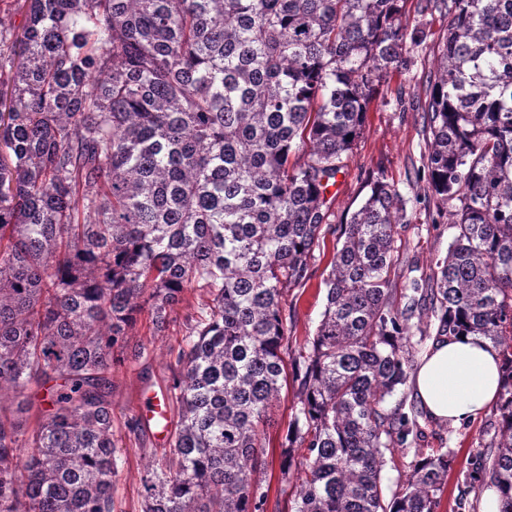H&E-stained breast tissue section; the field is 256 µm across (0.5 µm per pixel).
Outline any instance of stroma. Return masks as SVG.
I'll return each mask as SVG.
<instances>
[{
  "label": "stroma",
  "instance_id": "35a3bbf8",
  "mask_svg": "<svg viewBox=\"0 0 512 512\" xmlns=\"http://www.w3.org/2000/svg\"><path fill=\"white\" fill-rule=\"evenodd\" d=\"M425 3L426 0H407L405 16L410 24L426 25L427 41L410 47L411 65L393 73L377 88L367 107L361 134L329 194L330 221L336 228L361 206L370 192L369 183L377 174H385L402 195L406 211L399 226L393 301L401 309L412 304L419 308L410 319L412 353L417 358L434 339L437 321L428 311L427 301L414 292L413 285L427 280L436 261L447 256L453 236L449 226L451 217L447 211L439 209L423 169L428 133L422 106L431 91L434 46L448 25L449 15L444 10L426 8ZM335 241V235H327L324 246L315 249L310 268L312 277L306 285L291 287L285 292L288 327L297 346H306L322 318L326 295L324 280L329 273ZM199 300L197 292H188L185 304L175 308L164 335H152L148 321H140L135 338L147 347L144 358L127 361L112 373V428L122 438L115 490L124 512H139L145 465L152 456L163 454L167 448L166 442L156 440L153 426H141L132 435L126 424L137 417V407L144 397L167 385L171 375L169 348L184 334L183 321L188 306L197 305ZM297 389L296 383H289L274 414L276 423L266 434L265 512H282L288 499L281 481L280 443L297 403ZM384 408L389 412L400 411L416 420V428L409 435L405 450L396 451L382 472L385 485L393 490L399 488L412 469L417 449L429 453L443 448L449 451L451 464L439 512H462L458 509L462 501L468 504L463 512H479L483 492L472 487L469 476L481 446L487 445L496 433L499 418L496 408H489L477 420L459 426L438 424L421 413L419 403L406 384L397 387Z\"/></svg>",
  "mask_w": 512,
  "mask_h": 512
}]
</instances>
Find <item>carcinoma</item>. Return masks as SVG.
<instances>
[{
  "mask_svg": "<svg viewBox=\"0 0 512 512\" xmlns=\"http://www.w3.org/2000/svg\"><path fill=\"white\" fill-rule=\"evenodd\" d=\"M404 0H0V512H123L113 491L112 370L165 331L178 424L143 477L142 512H264V440L281 442L294 512H438L449 454L390 494L381 472L413 421L410 311L391 302L405 201L384 176L341 231L327 190L374 87L408 67ZM423 112L424 167L455 203L425 281L436 335L500 352L494 451L470 480L512 512V0H454ZM340 233L309 351L289 348L285 289Z\"/></svg>",
  "mask_w": 512,
  "mask_h": 512,
  "instance_id": "carcinoma-1",
  "label": "carcinoma"
}]
</instances>
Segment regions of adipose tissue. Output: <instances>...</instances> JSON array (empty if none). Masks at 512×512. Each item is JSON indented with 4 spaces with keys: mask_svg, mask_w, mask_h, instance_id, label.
Wrapping results in <instances>:
<instances>
[{
    "mask_svg": "<svg viewBox=\"0 0 512 512\" xmlns=\"http://www.w3.org/2000/svg\"><path fill=\"white\" fill-rule=\"evenodd\" d=\"M501 385L498 350L471 334L430 342L410 380L427 416L451 426L483 413L498 399Z\"/></svg>",
    "mask_w": 512,
    "mask_h": 512,
    "instance_id": "ef3b65f1",
    "label": "adipose tissue"
}]
</instances>
